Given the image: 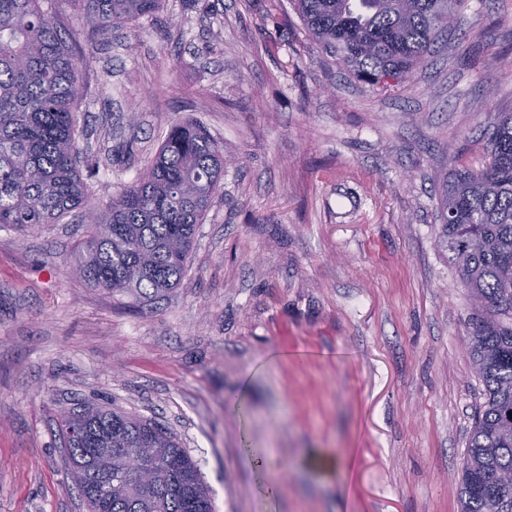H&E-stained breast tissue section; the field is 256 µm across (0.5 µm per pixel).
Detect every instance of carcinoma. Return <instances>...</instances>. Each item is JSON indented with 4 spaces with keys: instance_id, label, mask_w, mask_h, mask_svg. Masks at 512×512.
I'll list each match as a JSON object with an SVG mask.
<instances>
[{
    "instance_id": "carcinoma-1",
    "label": "carcinoma",
    "mask_w": 512,
    "mask_h": 512,
    "mask_svg": "<svg viewBox=\"0 0 512 512\" xmlns=\"http://www.w3.org/2000/svg\"><path fill=\"white\" fill-rule=\"evenodd\" d=\"M163 0H0V226L22 233L89 207L75 103L83 58L61 33L72 15L92 38L153 15ZM309 37L371 86L400 81L434 42L461 28L463 0H292ZM489 161L455 167L439 199V247L458 272L472 312L468 351L486 397L462 463L460 512H512V112L488 132ZM224 173L221 147L190 118L174 124L153 163L95 214L71 269L91 288L151 298L187 270ZM81 422L68 466L89 512H213L196 461L162 425L107 406L60 413ZM149 445L150 485L122 455Z\"/></svg>"
}]
</instances>
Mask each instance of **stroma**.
<instances>
[{
	"mask_svg": "<svg viewBox=\"0 0 512 512\" xmlns=\"http://www.w3.org/2000/svg\"><path fill=\"white\" fill-rule=\"evenodd\" d=\"M461 14L427 67L378 88L341 72L290 0H164L92 39L68 24L93 205L185 116L222 146L224 177L181 283L148 300L69 271L79 213L0 228V512H86L57 428L84 404L168 428L215 512H458L484 396L436 203L512 112V0ZM326 450L330 477L310 465Z\"/></svg>",
	"mask_w": 512,
	"mask_h": 512,
	"instance_id": "1",
	"label": "stroma"
}]
</instances>
